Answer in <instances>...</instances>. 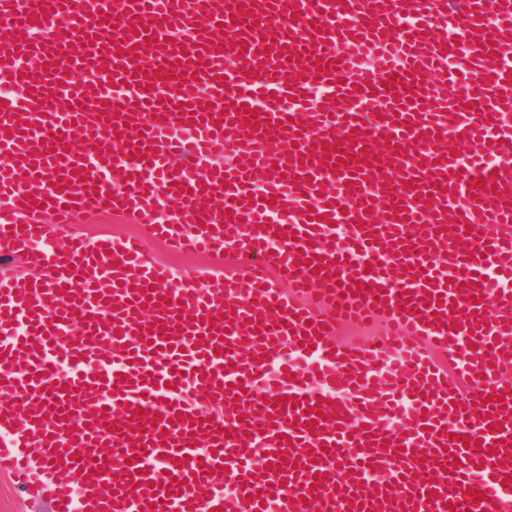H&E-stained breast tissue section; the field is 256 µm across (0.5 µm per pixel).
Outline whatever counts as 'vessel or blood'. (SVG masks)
<instances>
[{
    "label": "vessel or blood",
    "instance_id": "obj_1",
    "mask_svg": "<svg viewBox=\"0 0 512 512\" xmlns=\"http://www.w3.org/2000/svg\"><path fill=\"white\" fill-rule=\"evenodd\" d=\"M0 84L39 270L0 274V469L43 453L53 512H512V0H0ZM113 209L250 262L52 250Z\"/></svg>",
    "mask_w": 512,
    "mask_h": 512
}]
</instances>
